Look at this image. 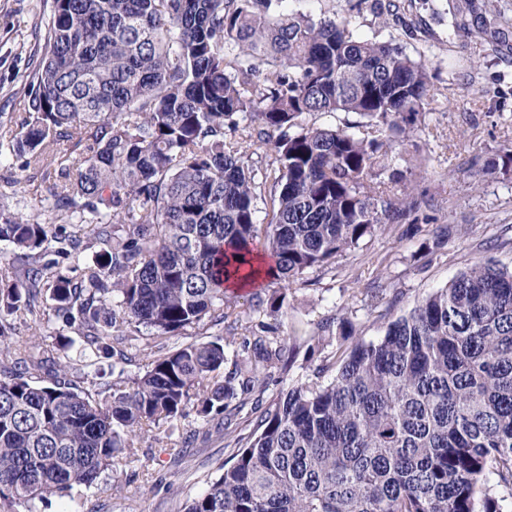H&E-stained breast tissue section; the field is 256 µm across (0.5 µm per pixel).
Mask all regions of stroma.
<instances>
[{
    "instance_id": "obj_1",
    "label": "stroma",
    "mask_w": 512,
    "mask_h": 512,
    "mask_svg": "<svg viewBox=\"0 0 512 512\" xmlns=\"http://www.w3.org/2000/svg\"><path fill=\"white\" fill-rule=\"evenodd\" d=\"M403 11L392 29L382 26L373 0H308L307 10L350 16L364 37L394 36L410 54H423L432 76L434 103L420 116L418 130L396 153L420 154L413 175L426 204L422 221L388 224L323 268L292 282L265 279L262 297L287 294L279 316L237 309L255 334L274 327L321 350L318 325L329 317L351 322L353 335L383 336L388 324L413 302L442 288L461 271L492 258L512 267V170L487 174L492 162L512 150V31L492 39L478 29L452 28L455 0H399ZM53 0H0V113H11L33 77L44 43L40 18ZM309 364L297 359L291 369L272 373L260 402H248L234 420L251 431L274 399L305 379ZM194 438L184 457L176 449L183 436ZM151 458L136 475H118L89 492L90 512H185L231 454L219 420L189 414L176 433L155 428L137 441Z\"/></svg>"
}]
</instances>
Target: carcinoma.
Returning a JSON list of instances; mask_svg holds the SVG:
<instances>
[{
	"mask_svg": "<svg viewBox=\"0 0 512 512\" xmlns=\"http://www.w3.org/2000/svg\"><path fill=\"white\" fill-rule=\"evenodd\" d=\"M462 2L458 29L509 26L491 4ZM298 3L54 0L33 84L0 119V157L55 174L39 214L11 210L0 190V243L12 248L0 270L3 506L84 507L144 427L172 428L195 402L224 416L236 453L186 512H506L512 268L475 264L376 341L348 344L344 319L321 321L319 363L246 436L229 403L263 395L296 344L245 334L227 376L221 338L164 350L230 318L226 283L258 247L274 259L267 274L290 279L381 224L419 221L417 160L394 168L392 146L433 100L424 60ZM335 112L367 118L368 132L298 125ZM62 142L88 158L67 163ZM268 151L277 168L263 174L262 217L254 157ZM45 295L72 332L50 349L22 333L41 324ZM143 329L153 357L125 379ZM73 349L87 388L70 378ZM102 353L118 378L100 399Z\"/></svg>",
	"mask_w": 512,
	"mask_h": 512,
	"instance_id": "carcinoma-1",
	"label": "carcinoma"
}]
</instances>
